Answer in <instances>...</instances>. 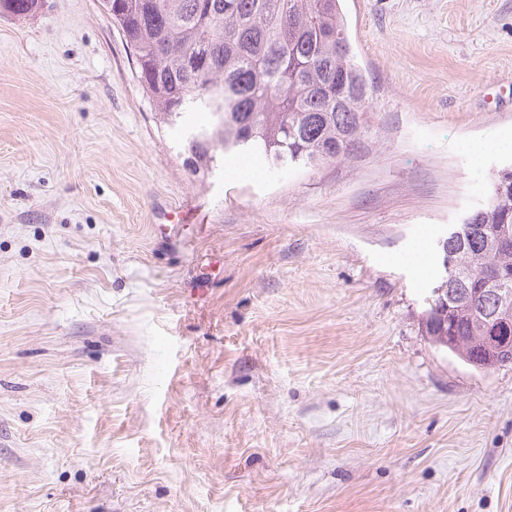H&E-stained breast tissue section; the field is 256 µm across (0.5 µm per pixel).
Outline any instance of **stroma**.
Wrapping results in <instances>:
<instances>
[{
    "instance_id": "obj_1",
    "label": "stroma",
    "mask_w": 512,
    "mask_h": 512,
    "mask_svg": "<svg viewBox=\"0 0 512 512\" xmlns=\"http://www.w3.org/2000/svg\"><path fill=\"white\" fill-rule=\"evenodd\" d=\"M342 7L365 143L252 178L100 0L0 15V512H512V365L424 336L405 259L512 166V0Z\"/></svg>"
}]
</instances>
